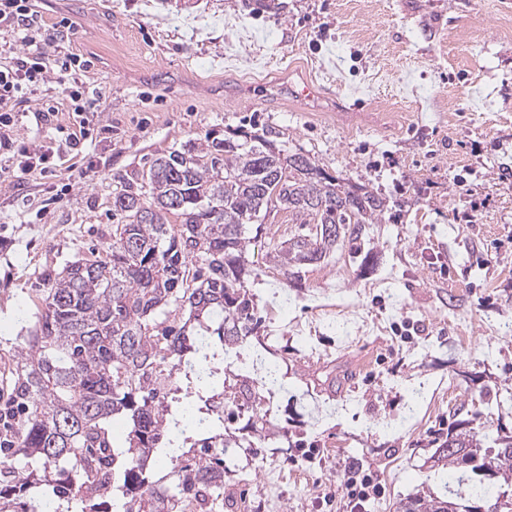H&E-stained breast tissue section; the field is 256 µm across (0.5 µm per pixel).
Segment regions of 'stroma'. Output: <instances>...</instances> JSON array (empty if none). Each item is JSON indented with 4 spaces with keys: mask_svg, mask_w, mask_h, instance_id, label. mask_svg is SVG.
<instances>
[{
    "mask_svg": "<svg viewBox=\"0 0 512 512\" xmlns=\"http://www.w3.org/2000/svg\"><path fill=\"white\" fill-rule=\"evenodd\" d=\"M37 43L79 54L74 76L94 102V163L72 164L71 108L55 73L30 94L10 136L57 150L56 173L0 184V410L50 273L112 236L115 178L207 134L279 131L330 172L385 199L361 268L336 249L285 280L270 252L298 233L287 212L247 229L260 333L285 377L271 419L287 437L231 448L245 468L239 512H346L344 462L362 460L382 493L366 512L442 484L424 462L461 403L482 390L474 427L492 446L512 432V0H41ZM68 19L73 32L52 39ZM354 94L373 128L341 129L333 110L278 94L287 69ZM55 106L53 125L35 113ZM473 222H463L465 214ZM287 303L288 318L273 310ZM351 366L339 395L307 383ZM316 448L303 460L300 444Z\"/></svg>",
    "mask_w": 512,
    "mask_h": 512,
    "instance_id": "1",
    "label": "stroma"
}]
</instances>
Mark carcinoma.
Wrapping results in <instances>:
<instances>
[{
	"instance_id": "1",
	"label": "carcinoma",
	"mask_w": 512,
	"mask_h": 512,
	"mask_svg": "<svg viewBox=\"0 0 512 512\" xmlns=\"http://www.w3.org/2000/svg\"><path fill=\"white\" fill-rule=\"evenodd\" d=\"M117 182L112 242L48 278L24 338L17 415L0 425V512L228 508L224 455L240 447V414L260 438L277 429L257 394L271 367L249 346L253 337L268 350L246 289V225L272 208L304 227L273 256L284 277L298 278L345 243L368 266L364 234L384 213L372 191L288 151L270 129H229ZM114 417L127 423L123 450L108 427ZM469 424L452 423L429 458L431 469L454 471L447 494L408 497L398 512H470L466 496L490 494L488 472L512 486V435L484 448ZM159 454L169 486L153 479Z\"/></svg>"
}]
</instances>
